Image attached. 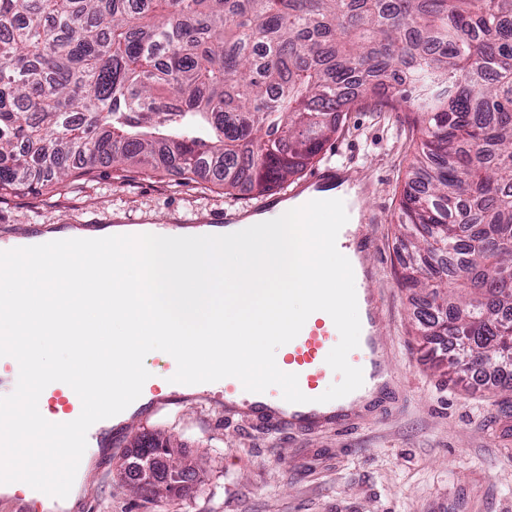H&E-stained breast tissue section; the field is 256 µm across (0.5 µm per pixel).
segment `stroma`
I'll use <instances>...</instances> for the list:
<instances>
[{
  "label": "stroma",
  "mask_w": 512,
  "mask_h": 512,
  "mask_svg": "<svg viewBox=\"0 0 512 512\" xmlns=\"http://www.w3.org/2000/svg\"><path fill=\"white\" fill-rule=\"evenodd\" d=\"M413 118L402 107L380 112L366 103L314 161L350 165L376 215L364 227L374 242L366 285L383 302L379 334L396 384L337 430L228 418L201 395L141 406L91 450L68 512H512V391L434 368L415 318L425 293L394 278L395 222L419 143ZM259 200L246 189L225 195L223 186L174 169L116 172L104 164L84 180L0 196V239L32 224H191ZM141 433L170 438L175 455L195 464L185 496H154L125 481L121 455Z\"/></svg>",
  "instance_id": "obj_1"
}]
</instances>
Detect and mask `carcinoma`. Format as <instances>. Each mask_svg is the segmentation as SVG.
<instances>
[{
    "label": "carcinoma",
    "instance_id": "1",
    "mask_svg": "<svg viewBox=\"0 0 512 512\" xmlns=\"http://www.w3.org/2000/svg\"><path fill=\"white\" fill-rule=\"evenodd\" d=\"M416 114L400 283L512 390V0H0V194L97 164L262 194L368 99Z\"/></svg>",
    "mask_w": 512,
    "mask_h": 512
}]
</instances>
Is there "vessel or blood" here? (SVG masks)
Returning a JSON list of instances; mask_svg holds the SVG:
<instances>
[{"label": "vessel or blood", "mask_w": 512, "mask_h": 512, "mask_svg": "<svg viewBox=\"0 0 512 512\" xmlns=\"http://www.w3.org/2000/svg\"><path fill=\"white\" fill-rule=\"evenodd\" d=\"M339 177V171L331 167L314 170L302 185L290 190L289 196L299 201L305 190L333 189ZM356 295L363 303L366 315L365 334L358 347L348 356L350 364L363 371L364 383L358 390L331 402L323 403L319 400L324 388L340 380L339 374L326 363L327 355L339 342L338 330L332 318L323 313L313 324L302 328L298 336L289 342L283 355L285 370L297 375L301 391L309 398L308 403L286 402L273 387L262 393H252L246 391L238 379L227 377L222 381L225 416L256 418L281 429H338L367 395L392 385L394 377L378 337L382 303L365 288L357 289ZM43 398L56 422H68L82 411L80 398L65 383L49 384L43 392Z\"/></svg>", "instance_id": "obj_1"}]
</instances>
